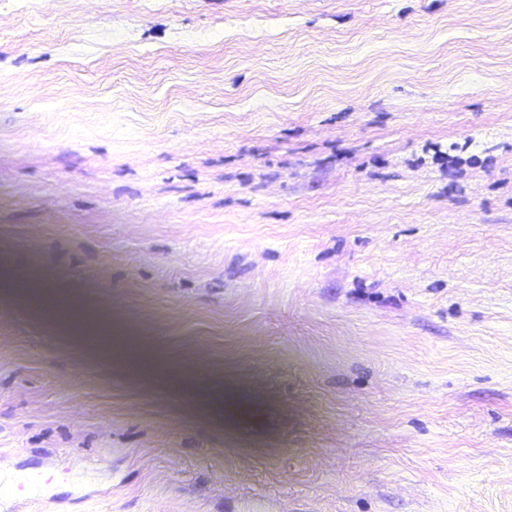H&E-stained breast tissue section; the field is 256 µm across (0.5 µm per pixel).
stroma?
<instances>
[{
  "instance_id": "obj_1",
  "label": "stroma",
  "mask_w": 512,
  "mask_h": 512,
  "mask_svg": "<svg viewBox=\"0 0 512 512\" xmlns=\"http://www.w3.org/2000/svg\"><path fill=\"white\" fill-rule=\"evenodd\" d=\"M0 512H512V0H0Z\"/></svg>"
}]
</instances>
